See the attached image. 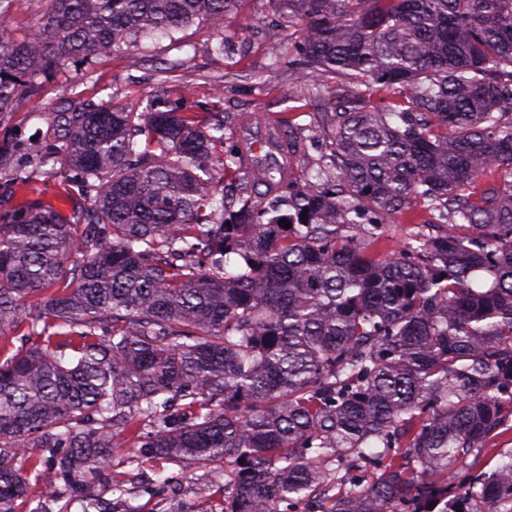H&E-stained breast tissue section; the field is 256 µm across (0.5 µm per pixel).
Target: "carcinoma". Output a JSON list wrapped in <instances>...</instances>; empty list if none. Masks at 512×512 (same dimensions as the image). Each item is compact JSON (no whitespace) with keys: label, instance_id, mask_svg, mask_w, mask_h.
Here are the masks:
<instances>
[{"label":"carcinoma","instance_id":"obj_1","mask_svg":"<svg viewBox=\"0 0 512 512\" xmlns=\"http://www.w3.org/2000/svg\"><path fill=\"white\" fill-rule=\"evenodd\" d=\"M44 2L0 46V119L238 0ZM280 2L304 78L343 85L330 153L302 166L290 119L288 175L226 205L222 112L78 102L26 147L91 204L0 213V512L125 499L119 448L224 473L223 512H512V451L465 470L512 415V0ZM365 84L395 99L367 111Z\"/></svg>","mask_w":512,"mask_h":512}]
</instances>
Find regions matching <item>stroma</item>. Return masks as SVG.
Wrapping results in <instances>:
<instances>
[{
  "label": "stroma",
  "mask_w": 512,
  "mask_h": 512,
  "mask_svg": "<svg viewBox=\"0 0 512 512\" xmlns=\"http://www.w3.org/2000/svg\"><path fill=\"white\" fill-rule=\"evenodd\" d=\"M297 27L279 0H238L224 18L223 29L194 24L176 37L156 34L123 44L106 58L65 62L42 78L34 96L22 100L0 120V143L17 146L14 163L0 166V211L19 198L52 203L65 212L89 207L83 197L66 200L62 190L70 173L62 161L46 165L26 154L31 141L50 146L62 135L60 113L77 101L115 102L143 111L157 97L184 103L197 112L213 105L223 111L255 115L271 121L292 119L314 126L311 156L329 151L334 125L335 82L314 89L302 78L294 52ZM226 52H218V43ZM179 67L170 79L159 70L171 62ZM29 179L22 197L12 190L18 170ZM135 504L148 512H219L223 494L210 472L179 471L171 464L143 465L131 475Z\"/></svg>",
  "instance_id": "obj_1"
}]
</instances>
